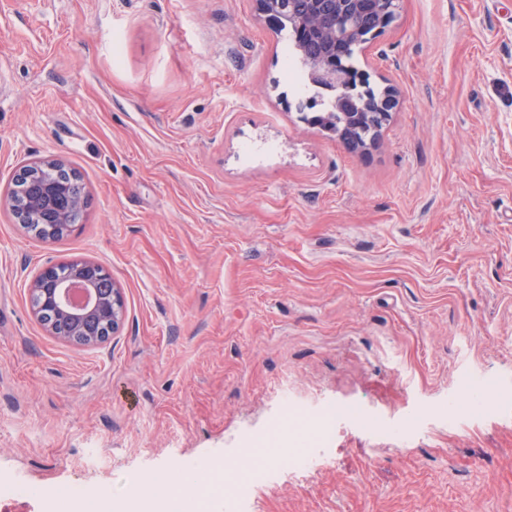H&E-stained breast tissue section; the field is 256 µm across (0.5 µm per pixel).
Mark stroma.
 <instances>
[{"mask_svg": "<svg viewBox=\"0 0 512 512\" xmlns=\"http://www.w3.org/2000/svg\"><path fill=\"white\" fill-rule=\"evenodd\" d=\"M287 40L255 0H0V482L32 491L0 512L155 495L290 400L421 429L340 423L249 512H512V0H400L355 53L398 99L365 156L301 121ZM45 158L86 197L59 241L4 199ZM70 260L124 296L92 349L31 312ZM472 375L491 395L448 422ZM347 417L360 427L383 437H395L393 429L387 427L383 419L363 413L359 408L352 407L347 410ZM71 490L74 495L79 497H86L91 493L83 488L82 486H74L71 487ZM54 499V503L57 505H63L68 511L75 512H112L116 511V507L112 504V500L106 496L94 495L93 497H86L84 499H73L67 500L65 498L68 495L65 492L64 488H59L57 492L52 495Z\"/></svg>", "mask_w": 512, "mask_h": 512, "instance_id": "stroma-1", "label": "stroma"}]
</instances>
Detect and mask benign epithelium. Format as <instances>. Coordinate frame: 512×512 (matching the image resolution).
Here are the masks:
<instances>
[{"label":"benign epithelium","mask_w":512,"mask_h":512,"mask_svg":"<svg viewBox=\"0 0 512 512\" xmlns=\"http://www.w3.org/2000/svg\"><path fill=\"white\" fill-rule=\"evenodd\" d=\"M398 8L399 0H310L307 13L289 24L305 28L316 38L324 36L333 43L344 40L361 46L385 31ZM312 77L336 87L338 106L356 95L362 83L359 76H345L333 55L314 61ZM396 102L393 91H388L379 111L354 114V126L336 133L338 140L352 153H369L390 121ZM64 169L55 159L34 162L19 172L17 182H27L33 220L70 229L73 216L83 207L84 195L75 186V175H70L68 181L59 176ZM29 291L37 320H42L43 310L52 309L72 328V335L66 336L56 332L53 324H45L47 332L60 341L95 347L107 341L123 323L122 289L99 263L83 261L67 277L58 274V266H45L34 276Z\"/></svg>","instance_id":"7a95c632"}]
</instances>
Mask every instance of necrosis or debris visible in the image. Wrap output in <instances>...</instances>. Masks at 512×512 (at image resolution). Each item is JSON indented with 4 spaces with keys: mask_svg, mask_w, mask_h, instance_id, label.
<instances>
[{
    "mask_svg": "<svg viewBox=\"0 0 512 512\" xmlns=\"http://www.w3.org/2000/svg\"><path fill=\"white\" fill-rule=\"evenodd\" d=\"M336 426V411L326 408L312 412L295 404L283 412L276 427L245 441L233 461L212 460L202 466L205 474L199 492L182 500L186 512H209L216 495H223L225 512H245L255 484L267 482L271 470L265 464L266 451L287 460L297 471L315 466Z\"/></svg>",
    "mask_w": 512,
    "mask_h": 512,
    "instance_id": "obj_1",
    "label": "necrosis or debris"
}]
</instances>
